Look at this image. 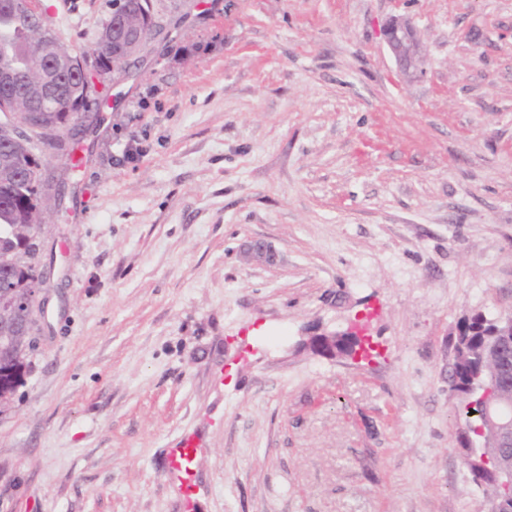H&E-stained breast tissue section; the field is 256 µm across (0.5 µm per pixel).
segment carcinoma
Returning <instances> with one entry per match:
<instances>
[{"label": "carcinoma", "mask_w": 512, "mask_h": 512, "mask_svg": "<svg viewBox=\"0 0 512 512\" xmlns=\"http://www.w3.org/2000/svg\"><path fill=\"white\" fill-rule=\"evenodd\" d=\"M164 10V0H120L100 34L118 39L116 58L120 59L125 45L122 38L144 31ZM13 16L8 0H0V62H6L17 74L7 83L0 82V124L48 125L61 132L88 111L94 101L95 83L81 74L68 76L61 80L65 102L55 98L34 101L19 75L34 69L33 55L41 43L31 34L36 19L30 13V22L17 26ZM78 59L100 76L112 69V59L97 55L95 47ZM59 151L64 152L65 168L73 167L72 151H64L59 136L31 151L21 148L14 155L0 147V277L7 281V287L0 288V336L14 334L17 318L11 315L10 300L28 294L42 275L41 226L46 214L60 207L64 197L62 189L54 195L48 193L43 173L50 170V160ZM499 328L496 318L481 312L458 322L448 382L459 401L457 438L462 463L473 483L486 493L488 512H512V498H499L494 466L497 433L487 424L485 403L480 399L489 386L512 399V345L502 344L505 337ZM357 346L355 337L336 333V356L349 355ZM34 350L30 342L20 355H3L0 407L10 406Z\"/></svg>", "instance_id": "1"}]
</instances>
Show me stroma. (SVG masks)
Instances as JSON below:
<instances>
[{"instance_id": "35a3bbf8", "label": "stroma", "mask_w": 512, "mask_h": 512, "mask_svg": "<svg viewBox=\"0 0 512 512\" xmlns=\"http://www.w3.org/2000/svg\"><path fill=\"white\" fill-rule=\"evenodd\" d=\"M33 4L75 53L113 11ZM166 5L42 227L0 512H480L448 371L462 318L512 314V0ZM364 315L372 359L307 346ZM382 35L402 74L411 75L422 70L424 56L421 52L420 39L408 20L390 19L384 25Z\"/></svg>"}]
</instances>
